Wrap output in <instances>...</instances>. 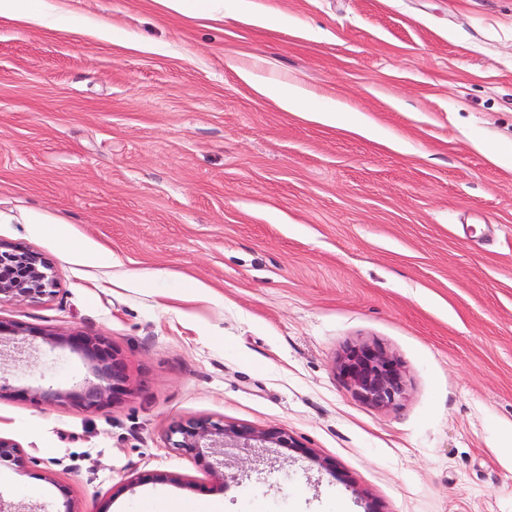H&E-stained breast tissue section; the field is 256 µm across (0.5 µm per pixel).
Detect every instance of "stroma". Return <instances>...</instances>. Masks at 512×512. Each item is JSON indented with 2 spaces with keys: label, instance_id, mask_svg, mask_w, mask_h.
<instances>
[{
  "label": "stroma",
  "instance_id": "35a3bbf8",
  "mask_svg": "<svg viewBox=\"0 0 512 512\" xmlns=\"http://www.w3.org/2000/svg\"><path fill=\"white\" fill-rule=\"evenodd\" d=\"M45 3L0 17V242L57 280L0 303L32 332L0 349V512H512V0ZM49 333L104 338L123 392L79 406ZM361 344L396 404L341 377ZM201 417L298 445L219 480L167 443ZM339 370L355 395L375 405L389 406L403 395L401 365L378 345L351 348Z\"/></svg>",
  "mask_w": 512,
  "mask_h": 512
}]
</instances>
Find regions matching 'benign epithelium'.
I'll return each mask as SVG.
<instances>
[{
  "label": "benign epithelium",
  "mask_w": 512,
  "mask_h": 512,
  "mask_svg": "<svg viewBox=\"0 0 512 512\" xmlns=\"http://www.w3.org/2000/svg\"><path fill=\"white\" fill-rule=\"evenodd\" d=\"M56 280L50 263L38 252L0 243V301L11 302L38 298L54 293ZM48 340L65 342L81 349L95 362L99 383L90 385L79 396L86 408H97L121 393L125 382L123 370L111 347L102 339L88 336H50ZM341 376L355 395L378 406H389L403 395L404 381L398 360L378 345L350 349L339 364ZM170 447L199 460L203 449L297 448L298 442L278 430L255 431L243 426H228L210 418L180 421L169 429Z\"/></svg>",
  "instance_id": "benign-epithelium-1"
}]
</instances>
